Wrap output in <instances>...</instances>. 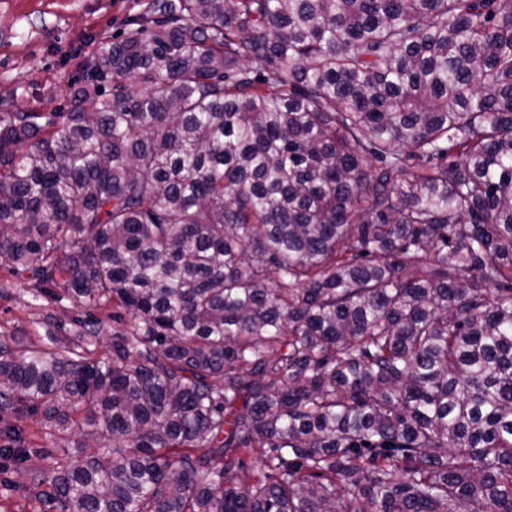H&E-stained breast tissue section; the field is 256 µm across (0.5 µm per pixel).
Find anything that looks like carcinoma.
<instances>
[{
    "instance_id": "cac0c4a2",
    "label": "carcinoma",
    "mask_w": 512,
    "mask_h": 512,
    "mask_svg": "<svg viewBox=\"0 0 512 512\" xmlns=\"http://www.w3.org/2000/svg\"><path fill=\"white\" fill-rule=\"evenodd\" d=\"M151 13L0 112V266L87 308L0 336V459L81 436L42 512H512V0ZM22 427L29 435L32 451L42 448H60V446L65 445L64 441H60L56 436L50 435V431L41 428L32 417L26 419V421L22 423Z\"/></svg>"
}]
</instances>
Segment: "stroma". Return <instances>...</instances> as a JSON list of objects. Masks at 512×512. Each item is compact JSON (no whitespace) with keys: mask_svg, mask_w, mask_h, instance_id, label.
<instances>
[{"mask_svg":"<svg viewBox=\"0 0 512 512\" xmlns=\"http://www.w3.org/2000/svg\"><path fill=\"white\" fill-rule=\"evenodd\" d=\"M152 0H0V109L62 112L99 44L126 36ZM31 285L0 267V335L46 343L47 314L83 313L70 299L32 300ZM28 470H0V512H41Z\"/></svg>","mask_w":512,"mask_h":512,"instance_id":"1","label":"stroma"}]
</instances>
